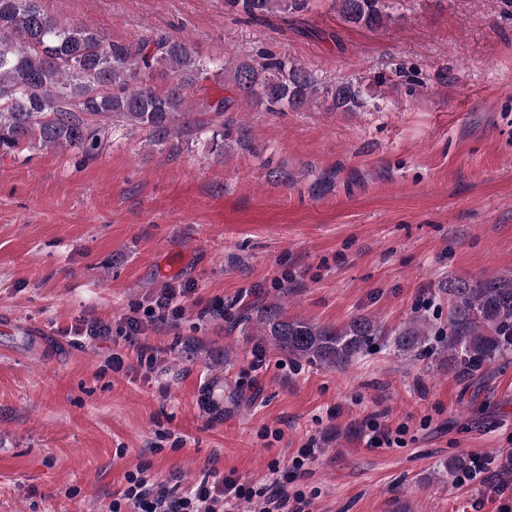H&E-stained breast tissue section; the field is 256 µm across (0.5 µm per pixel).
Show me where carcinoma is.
Masks as SVG:
<instances>
[{
	"label": "carcinoma",
	"instance_id": "cac0c4a2",
	"mask_svg": "<svg viewBox=\"0 0 512 512\" xmlns=\"http://www.w3.org/2000/svg\"><path fill=\"white\" fill-rule=\"evenodd\" d=\"M310 0H224V10L248 19L276 11L293 13ZM343 19L377 27L391 18L390 0H336ZM232 69L230 95L201 108L219 116L236 101L267 112L303 111L317 102L333 112L363 105L362 83L322 86L301 65L263 54L250 63L211 61L180 37L144 35L134 44L107 43L77 23L46 13L41 0H0V153L23 142L45 148L73 147L91 153L108 135L104 122L143 131L154 145L179 136L183 119L195 110L189 91ZM170 82L158 89V75ZM248 128L232 118L213 133V145L242 146ZM448 370L468 379L484 364L512 349V276L448 282ZM425 320L416 316L396 334L402 352H422ZM257 335L278 351L328 367L354 362L382 328L360 315L338 328L286 317L279 305L263 311Z\"/></svg>",
	"mask_w": 512,
	"mask_h": 512
}]
</instances>
